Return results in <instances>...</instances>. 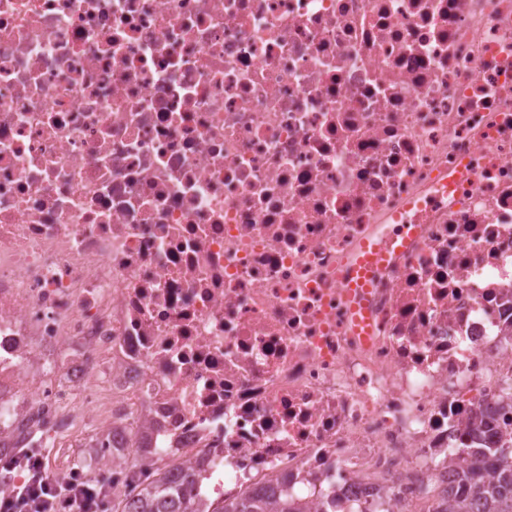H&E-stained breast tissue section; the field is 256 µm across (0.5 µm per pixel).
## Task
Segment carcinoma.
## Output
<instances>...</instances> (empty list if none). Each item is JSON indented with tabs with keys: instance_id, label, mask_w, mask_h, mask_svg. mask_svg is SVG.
<instances>
[{
	"instance_id": "1",
	"label": "carcinoma",
	"mask_w": 512,
	"mask_h": 512,
	"mask_svg": "<svg viewBox=\"0 0 512 512\" xmlns=\"http://www.w3.org/2000/svg\"><path fill=\"white\" fill-rule=\"evenodd\" d=\"M470 463L461 467V476L450 501V512H512V442L491 443L487 448H472ZM137 466L131 475L112 481V512H198L193 501L192 475L178 481L156 469L144 499L130 502L128 487L133 485ZM270 501L265 494L254 492L229 502L216 501L210 512H268Z\"/></svg>"
}]
</instances>
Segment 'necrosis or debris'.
<instances>
[{
    "label": "necrosis or debris",
    "instance_id": "1",
    "mask_svg": "<svg viewBox=\"0 0 512 512\" xmlns=\"http://www.w3.org/2000/svg\"><path fill=\"white\" fill-rule=\"evenodd\" d=\"M508 382L512 0H0V443L436 512Z\"/></svg>",
    "mask_w": 512,
    "mask_h": 512
}]
</instances>
